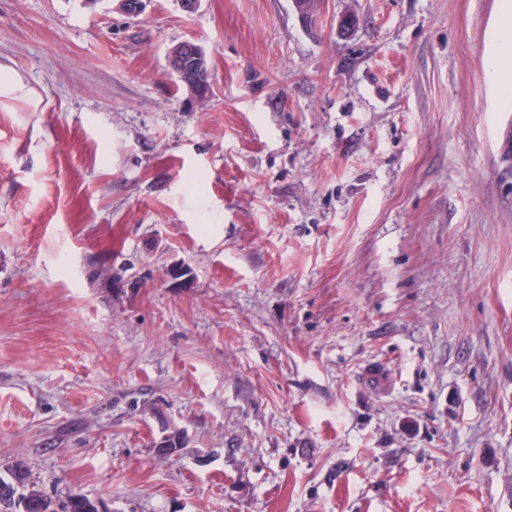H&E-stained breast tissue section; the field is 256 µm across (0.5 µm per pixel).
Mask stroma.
Returning a JSON list of instances; mask_svg holds the SVG:
<instances>
[{
  "label": "stroma",
  "instance_id": "35a3bbf8",
  "mask_svg": "<svg viewBox=\"0 0 512 512\" xmlns=\"http://www.w3.org/2000/svg\"><path fill=\"white\" fill-rule=\"evenodd\" d=\"M322 2L0 0L19 492L512 512V0ZM186 57H190L196 61L197 64H203L206 61V56L203 50L195 43L185 41L179 43L169 49L167 53V60L170 68L179 76L184 75L181 83L186 88L189 86L191 89L193 86H204L210 90L209 82V69L208 65L201 68L200 65H195L192 61L184 63L183 72L181 70V62Z\"/></svg>",
  "mask_w": 512,
  "mask_h": 512
}]
</instances>
